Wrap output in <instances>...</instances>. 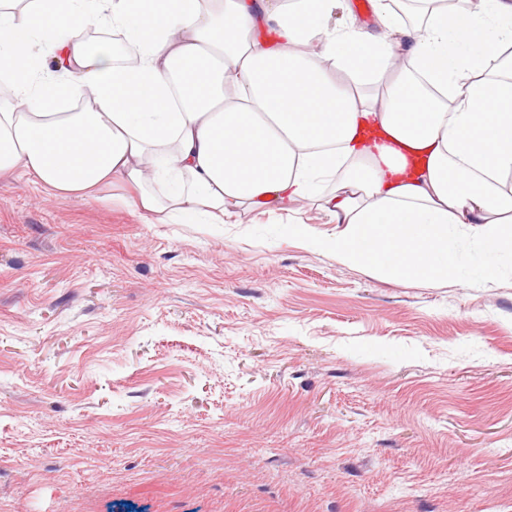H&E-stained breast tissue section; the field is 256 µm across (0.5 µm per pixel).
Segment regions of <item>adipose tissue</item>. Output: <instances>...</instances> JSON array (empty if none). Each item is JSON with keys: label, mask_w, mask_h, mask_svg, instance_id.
Wrapping results in <instances>:
<instances>
[{"label": "adipose tissue", "mask_w": 512, "mask_h": 512, "mask_svg": "<svg viewBox=\"0 0 512 512\" xmlns=\"http://www.w3.org/2000/svg\"><path fill=\"white\" fill-rule=\"evenodd\" d=\"M340 2L0 0V176L117 186L152 224L315 198L340 228L306 246L410 284L454 270L455 225L512 252V0H416L411 26L372 0L375 32Z\"/></svg>", "instance_id": "1"}]
</instances>
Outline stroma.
<instances>
[{
	"instance_id": "35a3bbf8",
	"label": "stroma",
	"mask_w": 512,
	"mask_h": 512,
	"mask_svg": "<svg viewBox=\"0 0 512 512\" xmlns=\"http://www.w3.org/2000/svg\"><path fill=\"white\" fill-rule=\"evenodd\" d=\"M299 223L1 178L0 512H512V253L407 284Z\"/></svg>"
}]
</instances>
